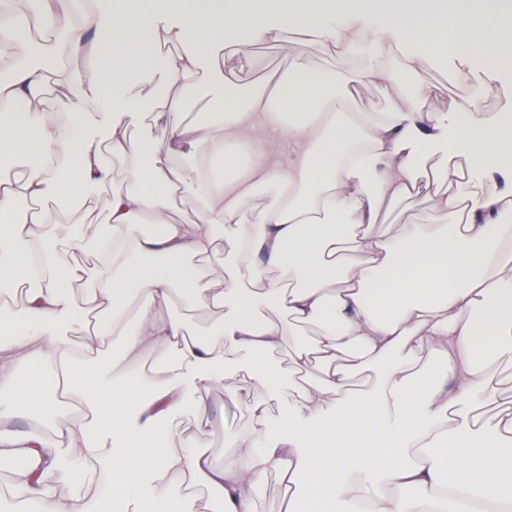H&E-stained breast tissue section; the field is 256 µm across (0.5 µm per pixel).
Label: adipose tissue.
Listing matches in <instances>:
<instances>
[{
    "label": "adipose tissue",
    "mask_w": 512,
    "mask_h": 512,
    "mask_svg": "<svg viewBox=\"0 0 512 512\" xmlns=\"http://www.w3.org/2000/svg\"><path fill=\"white\" fill-rule=\"evenodd\" d=\"M378 4L30 0L20 16L0 0V48L14 59L0 78V167L13 172L0 179V288L21 290L0 303V458L26 462L16 512H145L159 500L201 512V486L221 512H254L271 470L290 491L271 512H302V486L336 512H512V405L491 426L479 413L499 398L491 367L512 359V192L473 177L512 154V120L474 97H449L443 112L350 107L365 83L419 80L431 55L512 71V0L491 16L463 0H406L384 15ZM21 27L52 34L51 75ZM288 32L361 64L298 61L240 83L243 49ZM145 78L178 93L158 103ZM49 89L65 111L41 112ZM207 98L221 103L208 122H178ZM142 117L158 133L131 139ZM105 141L129 183L107 224L52 220L45 200L83 213L109 181ZM424 152L449 160L432 175L431 208L384 225L420 194ZM183 155L191 163L174 164ZM186 184L197 208L182 222L168 198ZM262 186L274 195L252 205ZM218 253L219 286L204 264ZM77 282L97 317L77 307ZM176 297L222 316L187 330L160 312ZM115 336L148 371L116 377ZM421 350L433 369L418 367ZM242 370L265 392L247 396L250 427L216 465L205 427L174 419L217 386L237 400L226 381Z\"/></svg>",
    "instance_id": "obj_1"
}]
</instances>
